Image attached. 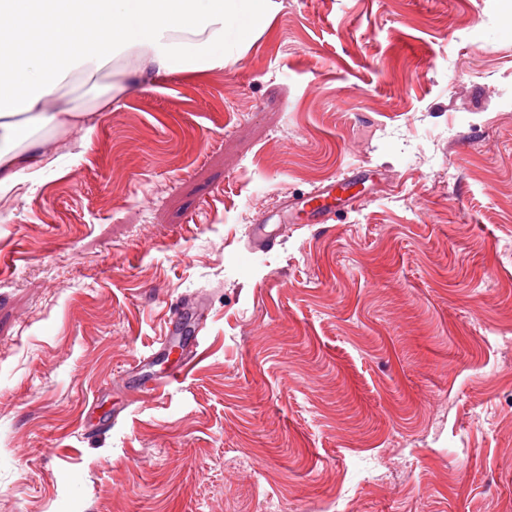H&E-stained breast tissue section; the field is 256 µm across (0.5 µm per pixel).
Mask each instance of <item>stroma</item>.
<instances>
[{
  "label": "stroma",
  "instance_id": "1",
  "mask_svg": "<svg viewBox=\"0 0 512 512\" xmlns=\"http://www.w3.org/2000/svg\"><path fill=\"white\" fill-rule=\"evenodd\" d=\"M224 49L0 201V512H512V0H269ZM349 176H344L341 179H334L324 189L317 193H312L308 198V203L311 206L312 212L317 216L320 221H326L329 211L327 205L323 202L326 198L332 197L336 189H343L344 183L349 181Z\"/></svg>",
  "mask_w": 512,
  "mask_h": 512
}]
</instances>
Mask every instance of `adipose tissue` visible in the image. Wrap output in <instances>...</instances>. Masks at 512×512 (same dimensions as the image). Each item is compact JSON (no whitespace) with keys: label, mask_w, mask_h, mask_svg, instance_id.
<instances>
[{"label":"adipose tissue","mask_w":512,"mask_h":512,"mask_svg":"<svg viewBox=\"0 0 512 512\" xmlns=\"http://www.w3.org/2000/svg\"><path fill=\"white\" fill-rule=\"evenodd\" d=\"M267 0H106V7L90 25L73 26L57 35L56 50L80 42L84 50L69 57L67 70L96 71L123 57V80L110 93L95 96L96 107L110 109L114 95L126 84L146 75L171 72L204 73L224 66V35L230 19L241 18L245 26L263 19ZM6 67L26 84L23 95L0 98V191L15 189L22 180L39 179L50 150L40 130L65 136L74 126L87 123L90 115L64 105L49 109L47 98L57 80L46 77V58L30 52L9 56ZM25 115L33 135L17 144L13 119Z\"/></svg>","instance_id":"adipose-tissue-1"}]
</instances>
